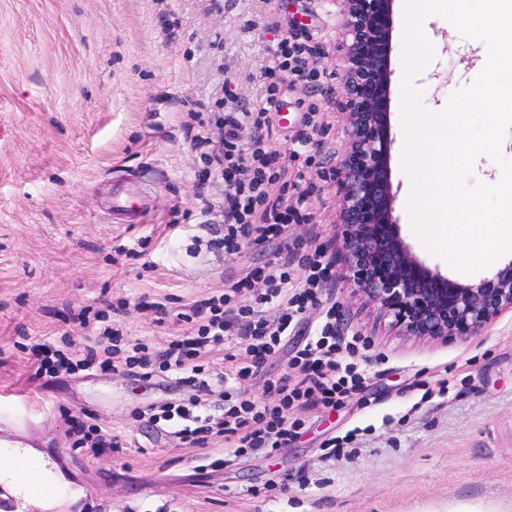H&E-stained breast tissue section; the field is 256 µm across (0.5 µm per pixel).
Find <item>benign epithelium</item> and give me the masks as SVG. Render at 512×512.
Listing matches in <instances>:
<instances>
[{
    "mask_svg": "<svg viewBox=\"0 0 512 512\" xmlns=\"http://www.w3.org/2000/svg\"><path fill=\"white\" fill-rule=\"evenodd\" d=\"M347 115L341 161V252L354 291L404 336L446 341L480 335L512 312V260L492 275L460 282L420 258L400 233L388 159L393 0H339Z\"/></svg>",
    "mask_w": 512,
    "mask_h": 512,
    "instance_id": "obj_1",
    "label": "benign epithelium"
}]
</instances>
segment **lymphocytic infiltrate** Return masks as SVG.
I'll list each match as a JSON object with an SVG mask.
<instances>
[{"label": "lymphocytic infiltrate", "mask_w": 512, "mask_h": 512, "mask_svg": "<svg viewBox=\"0 0 512 512\" xmlns=\"http://www.w3.org/2000/svg\"><path fill=\"white\" fill-rule=\"evenodd\" d=\"M308 47L281 40L272 52L265 75L268 82L257 107L239 112L215 113L221 131L211 140L207 131L192 138V147L206 163L221 167L224 197L220 207L205 205L204 214L219 211L221 221L209 224L208 251L242 255L246 245L275 246L279 253H299L305 271L295 282L289 261L248 269L238 280L208 298L194 302L181 321L190 323L184 334L173 337L166 347L154 350L139 339L125 337L111 316L118 310L104 301L94 314L79 312L81 324L97 322L95 344L63 351L48 342L33 344L30 354L37 361L36 376L58 371H84L93 366L124 370H148L159 366L186 383L201 382L204 362L223 355L230 366L212 379L224 402L222 414H213L199 402L165 404L151 408L152 423L169 422L180 441L190 448L223 443L224 464L249 451L272 450L297 436L301 420L288 414L309 406L332 407L360 388L363 377L350 357L356 341H343L332 320H324L309 335L288 362L291 376L269 381L270 400L257 401L246 395V384L276 355L288 337L293 322L315 304L330 265L319 251H305L303 242L289 241L293 224L309 222L302 199L288 200L274 192L275 185H288V156L262 134L270 115L279 111L281 86L289 76L307 77ZM252 128L251 139H243V128Z\"/></svg>", "instance_id": "1"}]
</instances>
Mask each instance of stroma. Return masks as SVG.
Returning <instances> with one entry per match:
<instances>
[{"instance_id": "35a3bbf8", "label": "stroma", "mask_w": 512, "mask_h": 512, "mask_svg": "<svg viewBox=\"0 0 512 512\" xmlns=\"http://www.w3.org/2000/svg\"><path fill=\"white\" fill-rule=\"evenodd\" d=\"M404 2L393 3L395 215L419 257L463 281L466 273L423 245L407 212ZM423 25L434 56L414 84L438 113L479 75L483 43L439 15ZM285 36L309 46L323 73L289 78L269 130L289 150L305 112H318L306 149L313 164L298 185L311 221L290 235L319 249L332 275L304 320L335 311L340 334L364 343L354 357L364 381L336 408L303 412L288 446L223 467V444L185 447L167 424L143 417L165 402L218 406V394L160 371L38 380L15 342L22 331L84 344L89 332L73 314L108 299L130 305L120 319L126 336L160 347L170 330L137 310L140 297H169L180 311L245 266L277 261L260 245L243 260L196 250L207 235L200 210L224 185L201 177L188 124L193 112L253 107ZM342 44L332 0H0V396L28 412L41 448L68 460L76 512H512V313L466 340L418 341L398 335L347 284L336 225ZM133 171L146 176L144 224L109 211L113 181ZM141 240L144 261L126 257ZM84 415L126 448L97 456L74 447L70 420ZM334 438L345 442L336 458L326 454Z\"/></svg>"}]
</instances>
